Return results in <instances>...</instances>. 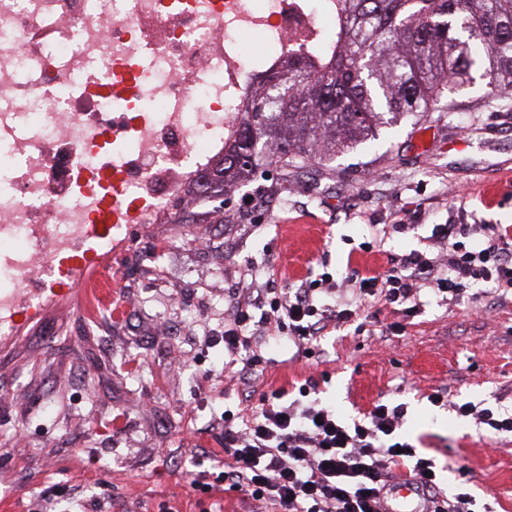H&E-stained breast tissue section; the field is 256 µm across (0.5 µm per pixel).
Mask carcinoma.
Listing matches in <instances>:
<instances>
[{
    "mask_svg": "<svg viewBox=\"0 0 512 512\" xmlns=\"http://www.w3.org/2000/svg\"><path fill=\"white\" fill-rule=\"evenodd\" d=\"M336 42L292 52L252 87L251 109L199 196L224 197L266 163L279 185L315 162L328 166L377 136L385 114L450 112L448 86L512 102V0H337Z\"/></svg>",
    "mask_w": 512,
    "mask_h": 512,
    "instance_id": "cac0c4a2",
    "label": "carcinoma"
}]
</instances>
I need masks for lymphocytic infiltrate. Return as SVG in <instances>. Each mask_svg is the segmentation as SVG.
I'll use <instances>...</instances> for the list:
<instances>
[{
  "instance_id": "lymphocytic-infiltrate-1",
  "label": "lymphocytic infiltrate",
  "mask_w": 512,
  "mask_h": 512,
  "mask_svg": "<svg viewBox=\"0 0 512 512\" xmlns=\"http://www.w3.org/2000/svg\"><path fill=\"white\" fill-rule=\"evenodd\" d=\"M482 230L480 248L452 251L441 265L419 253L406 255L397 266L356 281L357 295H380L403 305L425 284L448 301L482 283L512 288V242L494 225H483ZM330 282L325 274L288 297L260 295L252 303L237 302L224 327L225 374L245 376L257 365L256 359L241 356L249 345L251 321L273 333L287 332L302 343L316 338L329 322L351 319V309L317 304L316 291ZM254 303L264 307L257 319L249 311ZM404 415L403 406L380 403L366 419L347 425L335 409L315 399L280 404L262 397L260 410L243 428L225 424L228 461L219 479L265 501L274 512H388L389 474L405 463L418 479L421 512H434L435 465L400 438Z\"/></svg>"
}]
</instances>
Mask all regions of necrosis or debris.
<instances>
[{
  "label": "necrosis or debris",
  "mask_w": 512,
  "mask_h": 512,
  "mask_svg": "<svg viewBox=\"0 0 512 512\" xmlns=\"http://www.w3.org/2000/svg\"><path fill=\"white\" fill-rule=\"evenodd\" d=\"M335 27L336 0H0V338L76 257L165 223L251 86Z\"/></svg>",
  "instance_id": "necrosis-or-debris-1"
}]
</instances>
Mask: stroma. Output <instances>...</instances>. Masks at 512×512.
Returning <instances> with one entry per match:
<instances>
[{
    "mask_svg": "<svg viewBox=\"0 0 512 512\" xmlns=\"http://www.w3.org/2000/svg\"><path fill=\"white\" fill-rule=\"evenodd\" d=\"M482 82L456 90L454 113L403 117L335 162L276 187L275 167L235 188L223 210L202 201L153 229L130 225L112 261L122 315L88 321L75 299L25 322L0 344V504L9 512H256L227 485L188 487L196 451L220 453L225 411L262 396L315 391L345 423L379 402L404 405L401 428L440 470L491 512H512V436L430 401L512 409V296L443 301L422 288L407 309L375 296L346 322L298 346L254 336V379L224 376V323L255 289L289 294L323 272L351 299L348 276L402 255L442 256L440 224H494L512 235V112L483 108ZM266 192L255 195L256 185ZM23 431L25 452L13 445Z\"/></svg>",
    "mask_w": 512,
    "mask_h": 512,
    "instance_id": "1",
    "label": "stroma"
}]
</instances>
